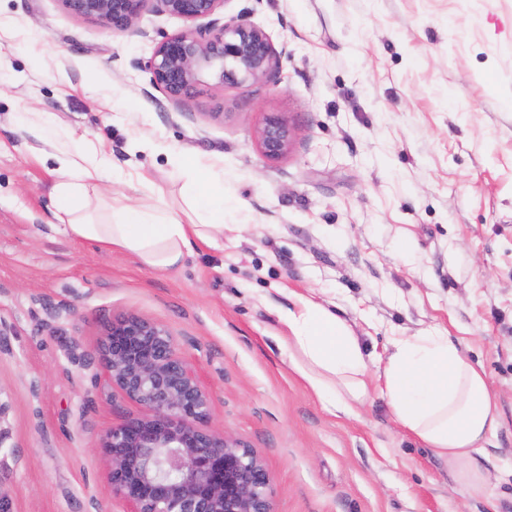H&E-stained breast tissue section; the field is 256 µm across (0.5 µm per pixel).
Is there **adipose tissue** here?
<instances>
[{"mask_svg": "<svg viewBox=\"0 0 512 512\" xmlns=\"http://www.w3.org/2000/svg\"><path fill=\"white\" fill-rule=\"evenodd\" d=\"M54 228L74 239L135 255L149 269L178 267L193 244L224 233V184L212 166L181 164L182 194L195 220L184 223L164 201L144 203L126 193H104V182L121 178L109 159L81 147L52 155ZM281 321L283 343L295 366L334 410L351 411L367 394L369 358L357 336L336 314L307 297L298 298ZM383 396L398 422L445 458L473 491L486 476L475 458L501 425L484 370L447 337L424 334L397 340L383 369Z\"/></svg>", "mask_w": 512, "mask_h": 512, "instance_id": "1", "label": "adipose tissue"}]
</instances>
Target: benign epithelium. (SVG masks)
<instances>
[{"label": "benign epithelium", "mask_w": 512, "mask_h": 512, "mask_svg": "<svg viewBox=\"0 0 512 512\" xmlns=\"http://www.w3.org/2000/svg\"><path fill=\"white\" fill-rule=\"evenodd\" d=\"M77 17L113 31L131 29L150 2L157 11L202 28L164 35L141 64L169 101L193 95L204 78L218 86L263 81L281 53L260 26L239 16L216 18L224 0H60ZM261 155H288L294 129L279 112L254 133ZM112 388L143 414L101 438L112 494L129 512H275L264 460L239 439L209 426L211 392L164 325L129 314L112 321L98 345Z\"/></svg>", "instance_id": "obj_1"}]
</instances>
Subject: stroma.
Returning <instances> with one entry per match:
<instances>
[{
    "label": "stroma",
    "mask_w": 512,
    "mask_h": 512,
    "mask_svg": "<svg viewBox=\"0 0 512 512\" xmlns=\"http://www.w3.org/2000/svg\"><path fill=\"white\" fill-rule=\"evenodd\" d=\"M281 54L267 81L167 101L142 63L183 19L111 31L60 0H0V495L13 512H128L99 446L140 407L103 377L106 325H165L212 393V427L266 462L276 512H512V0H226ZM84 138L133 197L183 207L167 153L224 170L234 209L178 268L51 230L53 162L22 113ZM270 112L290 153L259 152ZM322 303L373 362L331 413L293 368L282 310ZM448 337L502 425L473 495L381 395L393 340ZM254 136L261 155L267 160H278L292 148L294 129L283 113L271 112L256 128Z\"/></svg>",
    "instance_id": "stroma-1"
}]
</instances>
